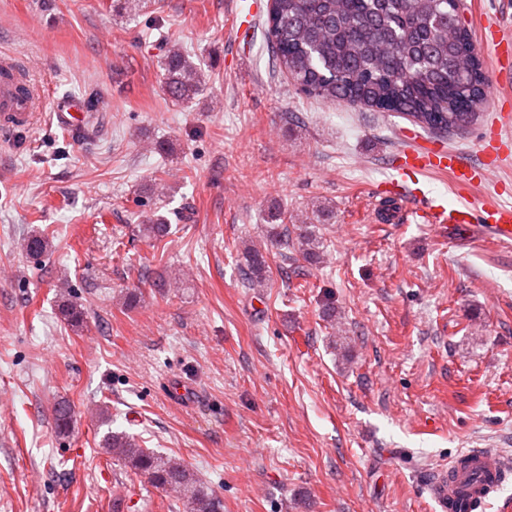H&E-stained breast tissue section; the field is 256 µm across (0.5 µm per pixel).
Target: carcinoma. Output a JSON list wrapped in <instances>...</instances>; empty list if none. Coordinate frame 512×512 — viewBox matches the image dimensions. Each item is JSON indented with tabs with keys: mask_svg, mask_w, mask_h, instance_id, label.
Listing matches in <instances>:
<instances>
[{
	"mask_svg": "<svg viewBox=\"0 0 512 512\" xmlns=\"http://www.w3.org/2000/svg\"><path fill=\"white\" fill-rule=\"evenodd\" d=\"M461 10L462 0H275L267 34L275 62L304 94L349 103L363 99L381 112L448 134L464 129L489 93L483 62L462 27ZM161 69L163 88L172 101L189 106L204 92L201 69L184 51L168 49ZM270 220L266 249L244 241V276L250 288L267 285L268 250L288 241L292 232L304 260L320 259L315 225L299 224L291 231L280 211ZM169 230L162 215L143 225L148 239L160 240ZM21 248L39 256L48 242L33 233L23 238ZM61 313L75 327L84 322L83 309L71 302L62 304ZM54 418L57 430L67 432L70 405L59 402ZM101 447L112 464L175 493L186 512H222L221 501L194 470L142 447L135 436L110 430Z\"/></svg>",
	"mask_w": 512,
	"mask_h": 512,
	"instance_id": "cac0c4a2",
	"label": "carcinoma"
}]
</instances>
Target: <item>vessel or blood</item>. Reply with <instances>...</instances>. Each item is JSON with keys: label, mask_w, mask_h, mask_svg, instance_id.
Returning a JSON list of instances; mask_svg holds the SVG:
<instances>
[{"label": "vessel or blood", "mask_w": 512, "mask_h": 512, "mask_svg": "<svg viewBox=\"0 0 512 512\" xmlns=\"http://www.w3.org/2000/svg\"><path fill=\"white\" fill-rule=\"evenodd\" d=\"M482 45L495 64L496 87L511 85L512 37L486 28L482 31ZM38 97V90H31L25 95L18 91L16 85L0 82V125L13 127L26 123ZM511 122V113L497 114L481 146L483 161L480 167L466 164L459 153L445 147L409 144L399 150L396 170L402 176L441 171L450 174L454 186L471 185L481 180L484 171L498 167L502 147L512 144V139L503 135L504 128ZM476 212V207L469 200L447 208L420 201L409 209L408 214L416 223L436 228L449 224H473ZM482 228L496 242L512 244V206L495 207L490 219L484 220ZM510 469L511 463L489 455L484 449L472 448L465 452L463 461H451L448 467L440 469L430 481L428 490L440 512H447L449 504L462 498L473 506L494 491Z\"/></svg>", "instance_id": "b4317fda"}]
</instances>
